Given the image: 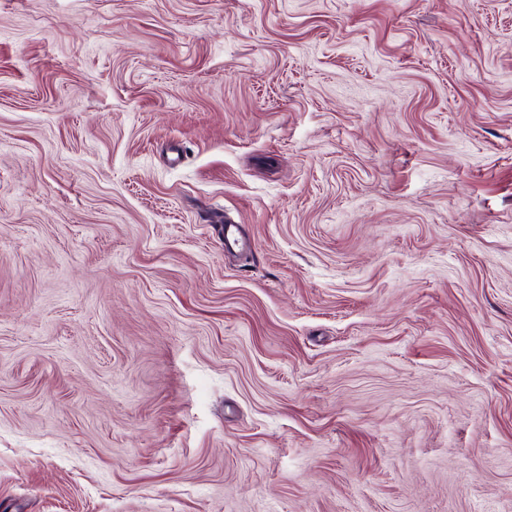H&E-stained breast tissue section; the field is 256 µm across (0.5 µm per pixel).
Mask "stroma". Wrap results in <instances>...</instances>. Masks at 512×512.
I'll use <instances>...</instances> for the list:
<instances>
[{
    "instance_id": "1",
    "label": "stroma",
    "mask_w": 512,
    "mask_h": 512,
    "mask_svg": "<svg viewBox=\"0 0 512 512\" xmlns=\"http://www.w3.org/2000/svg\"><path fill=\"white\" fill-rule=\"evenodd\" d=\"M0 512H512V0H0Z\"/></svg>"
}]
</instances>
